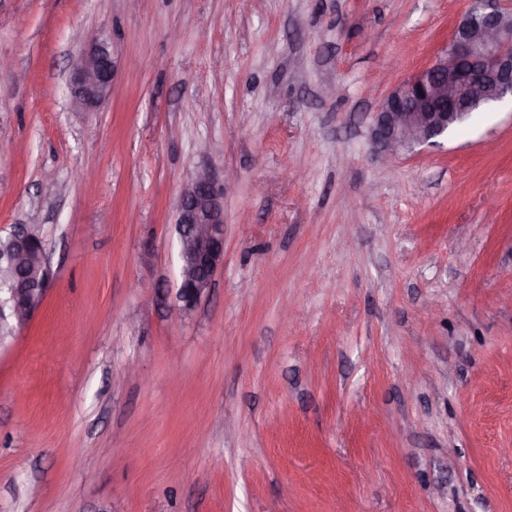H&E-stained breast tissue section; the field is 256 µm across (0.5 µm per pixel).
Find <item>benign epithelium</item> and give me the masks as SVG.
<instances>
[{"mask_svg":"<svg viewBox=\"0 0 512 512\" xmlns=\"http://www.w3.org/2000/svg\"><path fill=\"white\" fill-rule=\"evenodd\" d=\"M112 50L91 40L69 76L74 106L94 112L112 95ZM512 100V0H469L444 56L397 84L379 103L372 138L384 155L437 146L468 106ZM178 311L190 318L224 262V186L208 168L196 170L178 206ZM11 252L0 251V321L25 326L39 311L51 278L45 242L25 224L13 226Z\"/></svg>","mask_w":512,"mask_h":512,"instance_id":"7a95c632","label":"benign epithelium"}]
</instances>
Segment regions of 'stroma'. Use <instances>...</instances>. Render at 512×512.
Segmentation results:
<instances>
[{"instance_id":"obj_1","label":"stroma","mask_w":512,"mask_h":512,"mask_svg":"<svg viewBox=\"0 0 512 512\" xmlns=\"http://www.w3.org/2000/svg\"><path fill=\"white\" fill-rule=\"evenodd\" d=\"M466 7L0 0V235L52 269L0 344V512H512V104L386 161L369 134ZM202 167L224 262L185 322ZM87 51L81 53L69 76V88L74 106L94 112L104 106L112 95V50L106 39L90 41ZM176 224L179 245L178 311L191 318L224 262V184L208 168L196 170L183 191Z\"/></svg>"}]
</instances>
